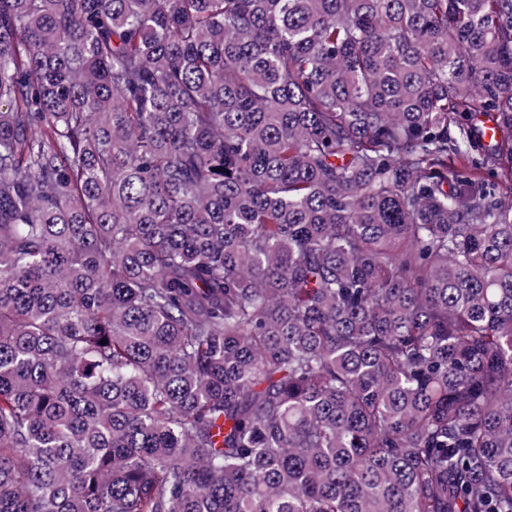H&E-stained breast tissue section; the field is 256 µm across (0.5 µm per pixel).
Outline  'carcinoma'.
<instances>
[{"label":"carcinoma","instance_id":"cac0c4a2","mask_svg":"<svg viewBox=\"0 0 512 512\" xmlns=\"http://www.w3.org/2000/svg\"><path fill=\"white\" fill-rule=\"evenodd\" d=\"M503 184L512 0H0V512H512Z\"/></svg>","mask_w":512,"mask_h":512}]
</instances>
